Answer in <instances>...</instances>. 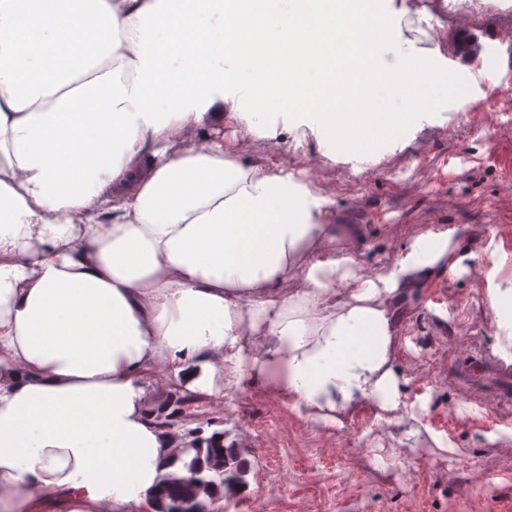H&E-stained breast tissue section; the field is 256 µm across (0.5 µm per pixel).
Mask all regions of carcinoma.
<instances>
[{"mask_svg": "<svg viewBox=\"0 0 512 512\" xmlns=\"http://www.w3.org/2000/svg\"><path fill=\"white\" fill-rule=\"evenodd\" d=\"M40 69L35 58L18 59L17 79L23 90L38 84ZM163 403L170 406V412L157 414L156 421L175 437L172 452L180 465L177 471L162 478L157 512H171L174 500L196 505L200 512H216V497L228 499L246 487L251 471L248 451L234 442L216 441V437L224 436L222 431L207 437L200 427H185L186 418L199 399L173 393L166 395Z\"/></svg>", "mask_w": 512, "mask_h": 512, "instance_id": "cac0c4a2", "label": "carcinoma"}]
</instances>
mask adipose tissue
<instances>
[{
    "label": "adipose tissue",
    "mask_w": 512,
    "mask_h": 512,
    "mask_svg": "<svg viewBox=\"0 0 512 512\" xmlns=\"http://www.w3.org/2000/svg\"><path fill=\"white\" fill-rule=\"evenodd\" d=\"M170 2L29 0L95 46L30 93L0 54V512H157L175 440L151 391L258 383L328 426L397 411L391 304L459 263L430 232L355 274L335 242L361 225L225 149L223 62L146 42ZM299 270L309 288L283 294Z\"/></svg>",
    "instance_id": "obj_1"
}]
</instances>
